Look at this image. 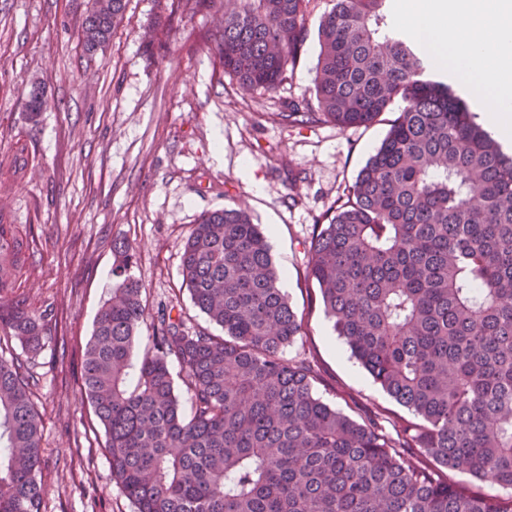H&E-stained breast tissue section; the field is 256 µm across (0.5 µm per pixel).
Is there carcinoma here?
Returning a JSON list of instances; mask_svg holds the SVG:
<instances>
[{
	"label": "carcinoma",
	"instance_id": "carcinoma-1",
	"mask_svg": "<svg viewBox=\"0 0 512 512\" xmlns=\"http://www.w3.org/2000/svg\"><path fill=\"white\" fill-rule=\"evenodd\" d=\"M311 0H224L213 52L246 93H273L310 36ZM317 27V107L286 124L371 125L397 111L345 198L316 225L307 278L333 330L419 422L383 431L315 392L284 357L303 332L266 234L241 208L201 214L181 254L193 306L159 304L152 336L131 244L112 240L110 297L83 350L81 397L104 428L112 483L136 512H512V156L390 23L391 0H330ZM126 0H88L78 36L105 48ZM36 237L0 223V342L67 344L56 309L18 293ZM190 395L185 413L172 363ZM26 361L0 357V512H41V418ZM493 478L463 494L441 469Z\"/></svg>",
	"mask_w": 512,
	"mask_h": 512
}]
</instances>
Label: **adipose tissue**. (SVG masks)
Returning <instances> with one entry per match:
<instances>
[{
	"instance_id": "ef3b65f1",
	"label": "adipose tissue",
	"mask_w": 512,
	"mask_h": 512,
	"mask_svg": "<svg viewBox=\"0 0 512 512\" xmlns=\"http://www.w3.org/2000/svg\"><path fill=\"white\" fill-rule=\"evenodd\" d=\"M404 24L480 90L483 120L512 142V0H403Z\"/></svg>"
}]
</instances>
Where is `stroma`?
<instances>
[{
  "instance_id": "35a3bbf8",
  "label": "stroma",
  "mask_w": 512,
  "mask_h": 512,
  "mask_svg": "<svg viewBox=\"0 0 512 512\" xmlns=\"http://www.w3.org/2000/svg\"><path fill=\"white\" fill-rule=\"evenodd\" d=\"M86 3L0 0V222L41 242L21 291L32 308L53 304L68 336L63 349L47 339L30 361L43 424L42 512H135L111 481L105 433L80 399L82 352L109 295L116 236L136 251L149 308L174 304L191 326L208 327L180 275L184 239L207 211L243 205L270 229L281 286L303 320L285 357L314 367L317 395L352 417L378 418L390 435L413 422L351 358L306 279L316 224L344 197L391 114L367 127L280 123L275 114L289 101L315 100L316 37L276 95L246 94L216 62L217 17L201 0H189L151 47L143 32L158 0H128L110 43L87 54L77 39ZM36 88L44 106L33 117L26 102Z\"/></svg>"
}]
</instances>
